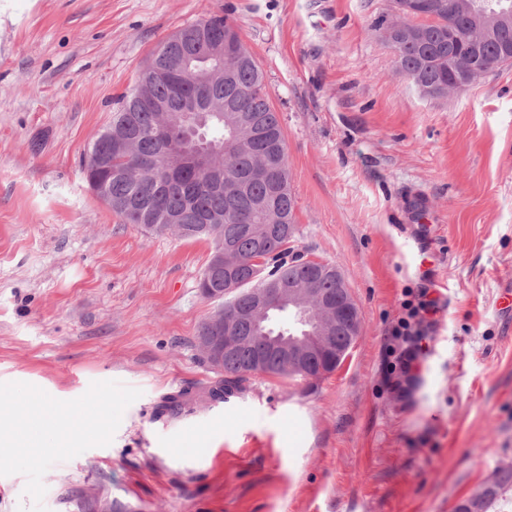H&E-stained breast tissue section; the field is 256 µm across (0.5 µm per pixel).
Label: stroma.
<instances>
[{
  "label": "stroma",
  "instance_id": "35a3bbf8",
  "mask_svg": "<svg viewBox=\"0 0 512 512\" xmlns=\"http://www.w3.org/2000/svg\"><path fill=\"white\" fill-rule=\"evenodd\" d=\"M388 0H0V512H451L512 462V66L428 98L375 26ZM234 18L285 135L295 248L359 308L315 382L224 380L196 336L213 239L124 223L84 159L157 47ZM443 310L419 378L388 333ZM184 394L179 412L169 398ZM415 298L416 303L405 304L406 317L400 318L391 331L392 338L398 342L391 348V354L408 380L414 379L419 371L418 359L426 328L436 323L434 316L441 311L439 299L430 294L429 288H418Z\"/></svg>",
  "mask_w": 512,
  "mask_h": 512
}]
</instances>
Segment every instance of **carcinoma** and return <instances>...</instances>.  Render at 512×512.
I'll return each instance as SVG.
<instances>
[{"label":"carcinoma","mask_w":512,"mask_h":512,"mask_svg":"<svg viewBox=\"0 0 512 512\" xmlns=\"http://www.w3.org/2000/svg\"><path fill=\"white\" fill-rule=\"evenodd\" d=\"M409 2L391 0V18L381 19L379 28L402 23L425 31V39L419 42L386 43L396 69L422 95L448 97V60L452 57L467 56L469 66L478 71L497 60H512L503 50L504 42L512 43V26L495 38L472 40L477 18L468 8L469 0H419L415 11L407 10ZM227 36L235 39L239 51L224 57V78L203 86L181 78V56L203 53ZM158 50L173 69V81L154 83L148 71L142 70L134 88L118 99L109 124L112 138L125 140L128 150L112 153L110 173L88 155L86 180L105 186L112 197V212L126 224L164 232L174 213L180 218L182 237H211L215 249L231 247L240 260L232 273L227 276L224 269L207 266L201 278L218 291L231 279L235 284L232 296L246 318L254 307L255 290L287 278L306 281L313 277L314 265L295 250L294 233H284L286 226H295L296 217L279 115L270 102L262 70L227 17L205 16L181 28ZM187 96L222 111L225 117L221 123L208 121L199 128L206 140L225 142L221 189H201L205 175L193 169L185 170L177 182L165 175L157 136L161 117L153 111V101L164 100L177 107ZM258 227L268 228V234L259 237ZM257 353L258 346L245 345L224 357L217 366L224 372V385L211 390L210 397L222 399L227 386L245 382ZM483 484L493 485L501 495L482 501L478 512H505V505L512 503L507 498L512 491V463L497 466Z\"/></svg>","instance_id":"1"}]
</instances>
